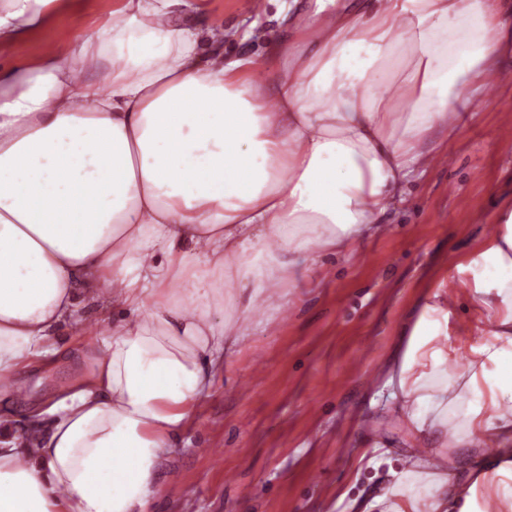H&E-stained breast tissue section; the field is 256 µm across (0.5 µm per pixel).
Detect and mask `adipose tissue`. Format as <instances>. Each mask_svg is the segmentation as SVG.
<instances>
[{"label":"adipose tissue","instance_id":"ef3b65f1","mask_svg":"<svg viewBox=\"0 0 512 512\" xmlns=\"http://www.w3.org/2000/svg\"><path fill=\"white\" fill-rule=\"evenodd\" d=\"M68 0L0 9V393L61 329L94 332L81 301L122 310L90 380L35 452L0 416V512H151L158 464L194 420L227 351L282 280L368 233L426 171L438 133L485 97L505 39L498 0H317L273 48L277 77L224 61L231 30L198 36L155 0L103 27L15 49ZM494 340L450 376L448 296L430 285L400 355L396 396L419 441L459 416L474 444L512 456V210L467 255ZM233 286L237 315L210 316ZM388 512H512V467L460 493L450 471L401 472Z\"/></svg>","mask_w":512,"mask_h":512}]
</instances>
